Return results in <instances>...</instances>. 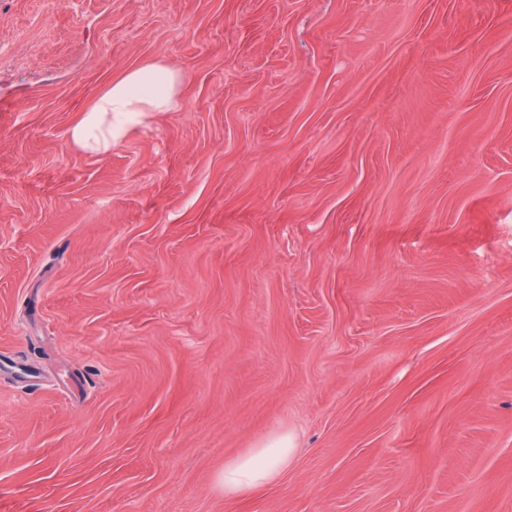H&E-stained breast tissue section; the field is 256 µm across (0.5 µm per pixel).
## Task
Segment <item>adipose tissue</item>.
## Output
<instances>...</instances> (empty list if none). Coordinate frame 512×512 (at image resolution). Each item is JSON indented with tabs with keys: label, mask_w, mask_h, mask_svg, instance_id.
Wrapping results in <instances>:
<instances>
[{
	"label": "adipose tissue",
	"mask_w": 512,
	"mask_h": 512,
	"mask_svg": "<svg viewBox=\"0 0 512 512\" xmlns=\"http://www.w3.org/2000/svg\"><path fill=\"white\" fill-rule=\"evenodd\" d=\"M178 70L148 62L114 79L70 128L72 142L83 151L103 153L132 129L144 124L149 113L173 112L182 105ZM293 452L288 434H276L224 464L218 478L225 495L244 497L276 480Z\"/></svg>",
	"instance_id": "ef3b65f1"
}]
</instances>
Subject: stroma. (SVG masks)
<instances>
[{
  "label": "stroma",
  "instance_id": "stroma-1",
  "mask_svg": "<svg viewBox=\"0 0 512 512\" xmlns=\"http://www.w3.org/2000/svg\"><path fill=\"white\" fill-rule=\"evenodd\" d=\"M0 512H512V0H0ZM178 70L162 62H148L112 81L83 111L69 136L80 149L103 153L132 129L145 123L148 112H173L182 105ZM293 442L286 433L276 434L224 464L218 478L225 496L244 497L276 480L288 465Z\"/></svg>",
  "mask_w": 512,
  "mask_h": 512
}]
</instances>
